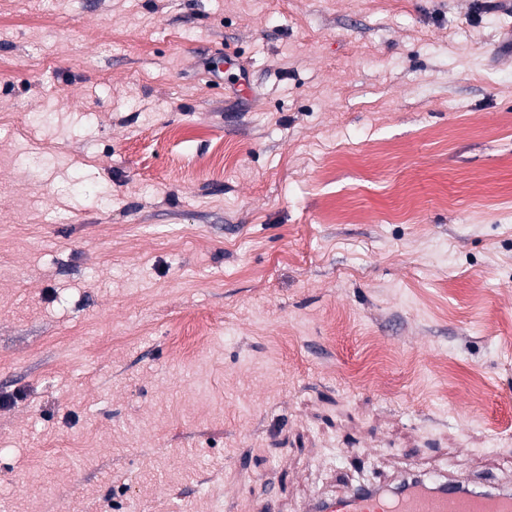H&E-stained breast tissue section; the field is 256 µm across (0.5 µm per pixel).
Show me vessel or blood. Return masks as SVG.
Segmentation results:
<instances>
[{
	"label": "vessel or blood",
	"instance_id": "obj_1",
	"mask_svg": "<svg viewBox=\"0 0 512 512\" xmlns=\"http://www.w3.org/2000/svg\"><path fill=\"white\" fill-rule=\"evenodd\" d=\"M308 512H512V491L478 490L454 479H413L399 492L361 487L310 504Z\"/></svg>",
	"mask_w": 512,
	"mask_h": 512
}]
</instances>
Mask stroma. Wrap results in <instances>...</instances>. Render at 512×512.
I'll use <instances>...</instances> for the list:
<instances>
[{"label": "stroma", "instance_id": "obj_1", "mask_svg": "<svg viewBox=\"0 0 512 512\" xmlns=\"http://www.w3.org/2000/svg\"><path fill=\"white\" fill-rule=\"evenodd\" d=\"M0 0V512L512 489V0Z\"/></svg>", "mask_w": 512, "mask_h": 512}]
</instances>
